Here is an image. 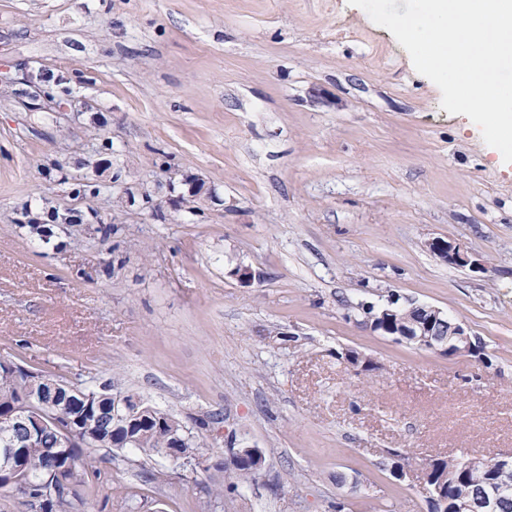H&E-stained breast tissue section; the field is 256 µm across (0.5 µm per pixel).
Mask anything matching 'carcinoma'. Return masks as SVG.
I'll use <instances>...</instances> for the list:
<instances>
[{"instance_id":"carcinoma-1","label":"carcinoma","mask_w":512,"mask_h":512,"mask_svg":"<svg viewBox=\"0 0 512 512\" xmlns=\"http://www.w3.org/2000/svg\"><path fill=\"white\" fill-rule=\"evenodd\" d=\"M90 147L93 152L83 162L87 167L92 165L91 159L98 154H112V138L96 132ZM57 177L58 185L62 186V192L67 196L96 203L94 212L103 218V224L99 225L96 234L100 242L108 243L114 238L127 237L125 225L112 223V186L89 174L76 178L68 173H59ZM30 378H36V374L21 366L6 368L0 363V415L21 403L20 391ZM44 379L72 387V391L68 392V405L75 406L80 397H89L91 401L99 403L102 415L93 440L81 448L71 449L73 464L64 470L51 467V460L60 452L57 431L53 428L41 430L35 443L23 454V485L16 487L11 495L21 496L31 512H38L33 500L42 497L48 501L49 512H71L73 501L79 498L80 492L93 485L101 493L115 492L125 512H139L144 501L140 489L127 484L112 486L108 473L100 468L89 452L91 448L112 447L114 438H125L121 432L112 433V417L109 416L114 395L112 384L97 385L92 379L73 382L52 375H46ZM171 420L175 424L173 428L152 424L137 429L134 442L125 444V447L147 457L161 456L160 449L173 445L171 431L181 430L182 422L174 416ZM23 440L25 431L22 428L0 421V448H12ZM255 476L256 472L247 463L224 469V483L231 491L252 482ZM427 476L428 484L443 485L444 496L448 498L446 512H455L454 506L460 502L468 503L470 512H488L486 503L489 501L495 502L494 512H512V481H496L491 466L486 462L475 461L464 453L446 459L437 458L429 463Z\"/></svg>"}]
</instances>
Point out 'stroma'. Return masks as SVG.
<instances>
[{
    "label": "stroma",
    "instance_id": "1",
    "mask_svg": "<svg viewBox=\"0 0 512 512\" xmlns=\"http://www.w3.org/2000/svg\"><path fill=\"white\" fill-rule=\"evenodd\" d=\"M65 73L67 119L0 103V357L113 383L187 426L214 413L266 459L234 512H429L394 453L422 471L448 453L512 452V168L441 109L389 30L347 0H0V69ZM166 198L193 176L202 214L130 210L117 277L93 239L26 235L24 206L85 211L37 172ZM455 242L451 267L426 243ZM250 266L239 284L230 271ZM434 306L484 345L448 358L372 332L364 308ZM354 350L374 370L344 359ZM141 512H199L224 472L99 449ZM167 483L150 484L156 469ZM426 246L438 260L448 265L465 267L472 264L468 254L454 242L435 238L429 240Z\"/></svg>",
    "mask_w": 512,
    "mask_h": 512
}]
</instances>
